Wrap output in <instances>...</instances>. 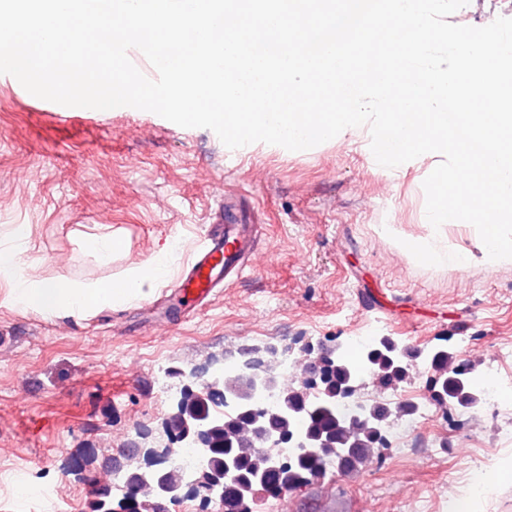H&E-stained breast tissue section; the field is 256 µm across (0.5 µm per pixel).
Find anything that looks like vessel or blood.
Here are the masks:
<instances>
[{"mask_svg": "<svg viewBox=\"0 0 512 512\" xmlns=\"http://www.w3.org/2000/svg\"><path fill=\"white\" fill-rule=\"evenodd\" d=\"M258 241V225L247 223L235 204L225 203L223 218L210 225L205 243L179 277L176 294L186 304L203 305L220 283L249 271Z\"/></svg>", "mask_w": 512, "mask_h": 512, "instance_id": "b4317fda", "label": "vessel or blood"}]
</instances>
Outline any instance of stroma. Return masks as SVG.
Returning a JSON list of instances; mask_svg holds the SVG:
<instances>
[{
	"mask_svg": "<svg viewBox=\"0 0 512 512\" xmlns=\"http://www.w3.org/2000/svg\"><path fill=\"white\" fill-rule=\"evenodd\" d=\"M509 13L512 0H469L449 21L483 27ZM439 162L382 167L365 126L303 151L231 150L207 128L132 107L70 110L0 74V248L19 252L22 274L117 280L164 249L171 284L228 194L247 196L264 227L254 272L162 325L142 301L46 318L13 305L0 280V512H86L90 485L62 464L93 448L107 466L137 429L156 427L172 401L163 367L260 340L331 347L367 334L449 345L478 373L512 350V263L424 266L384 233L427 234L423 182ZM105 230L122 242L106 262L91 246ZM435 424L443 443L416 431L383 466L289 492L288 512H447L444 485L465 487L480 469L478 512H512V399L493 416ZM24 479L62 491L28 499Z\"/></svg>",
	"mask_w": 512,
	"mask_h": 512,
	"instance_id": "35a3bbf8",
	"label": "stroma"
}]
</instances>
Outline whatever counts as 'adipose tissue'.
<instances>
[{"label": "adipose tissue", "instance_id": "1", "mask_svg": "<svg viewBox=\"0 0 512 512\" xmlns=\"http://www.w3.org/2000/svg\"><path fill=\"white\" fill-rule=\"evenodd\" d=\"M20 266L17 252L0 250V277L12 282L13 303L36 314L57 317L66 313L85 314L149 297L166 266V257L153 256L136 267L126 280L92 287L27 277L21 274Z\"/></svg>", "mask_w": 512, "mask_h": 512}]
</instances>
